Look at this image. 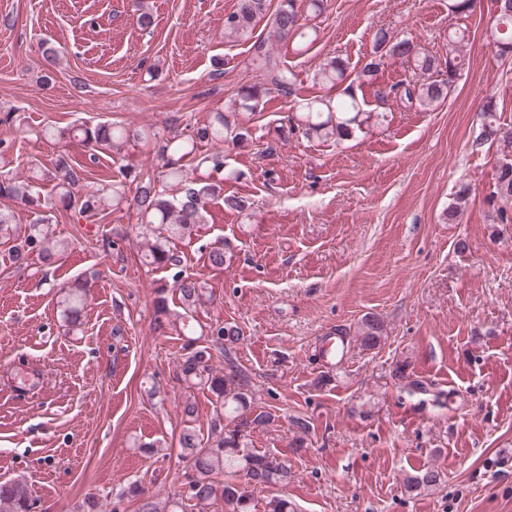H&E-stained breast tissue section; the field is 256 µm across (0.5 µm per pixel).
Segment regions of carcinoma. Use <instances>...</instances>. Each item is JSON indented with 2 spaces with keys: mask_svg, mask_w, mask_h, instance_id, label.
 <instances>
[{
  "mask_svg": "<svg viewBox=\"0 0 512 512\" xmlns=\"http://www.w3.org/2000/svg\"><path fill=\"white\" fill-rule=\"evenodd\" d=\"M270 0H239L238 7L224 17V33L251 39L253 24L268 18L275 35L295 43V50L304 52L318 38L316 27L303 22V16H320L326 9L327 0H278L274 11H269ZM488 38L496 46L499 55L512 54V11L495 15L494 23L487 31ZM469 40L468 30L463 27L448 28V56L444 65H439L432 55L420 52L407 39L393 40L383 30L375 34V45L381 52L379 58L370 59L358 73L359 82L371 87L374 96L382 101L394 95L409 103L415 101L424 108H431L444 100L465 65L464 49ZM401 59L410 64L413 78L391 85L377 83V76L384 65L383 59ZM250 64L263 76V81L241 85L236 97L226 110H215L202 124L188 132L173 133L160 140L159 154L165 168L164 179L177 186V193L169 195L158 186V180L133 167L120 170V178L107 184L90 188L83 184L84 166L72 162L69 155L59 154L53 168H32L29 175L21 179L16 176L0 177V199L25 204L37 211V218L24 230L13 223L10 207H0V244L10 245L12 261L23 264L27 254L36 251L49 261L64 252L66 243L56 238L52 229L53 214L48 203L41 200L35 188L42 182L52 183L53 200L66 211L80 217L103 215L129 207L134 209L140 226L159 228V232L147 243L143 254L145 264L155 268H170L180 264V259L171 249L173 240L191 235L194 227L205 222L207 201L220 193L224 183L223 143L238 144L248 140L250 130L239 126L235 117L240 112H254L260 102L272 91L293 95L296 78L292 71L280 66L264 40H255L251 45ZM348 64L335 57L324 63L315 73L319 83L334 88L343 84L348 75ZM484 118L482 134L474 145L482 147L491 142L502 152L503 159L496 169V178L489 194L490 201L512 202V122L497 119L493 98H486L481 108ZM378 115L365 109V100L358 97L353 87L344 88L339 97L316 96L302 99L296 110L288 117L281 135H298L308 141L344 140L357 131L370 126ZM42 135L60 143L78 140L91 148L89 160L95 161L96 151L103 148L119 150L128 142H141L149 137L142 127L126 128L108 123L88 126L46 127ZM210 144L216 151L204 156L199 146ZM206 167L219 178H197L190 164ZM135 185L133 197L127 195V185ZM207 260L211 267L221 269L231 260L224 245L210 248ZM174 288L184 312L188 313L204 303L205 291L200 282L190 276L177 275ZM81 284L71 286L64 300V316L69 323L79 324L82 310ZM170 312L164 296L156 300L155 328L166 329ZM386 326L375 314H366L354 331L336 329V335H354L356 341L368 350L380 345ZM243 336L239 327L232 323L213 325L206 337L188 338L182 345L180 376L183 384L210 393L214 404V417L210 432L203 438L193 426L196 403L191 397L184 398L182 415L184 426L179 435L180 456L187 464L183 476L168 495L167 509L161 510L153 498L145 496L138 483L129 486V493L140 499L138 512H191L222 503L224 512H251V497L248 487H263L271 484H288L292 479L288 460L273 453L259 452L249 447L248 437L263 430L274 421L272 411L259 405L257 392L247 373L239 367L233 353ZM224 352V371L211 367L212 350ZM440 481L434 468H426L410 477L411 487H433ZM35 502L29 497L27 487L20 481L0 483V512H33Z\"/></svg>",
  "mask_w": 512,
  "mask_h": 512,
  "instance_id": "obj_1",
  "label": "carcinoma"
}]
</instances>
